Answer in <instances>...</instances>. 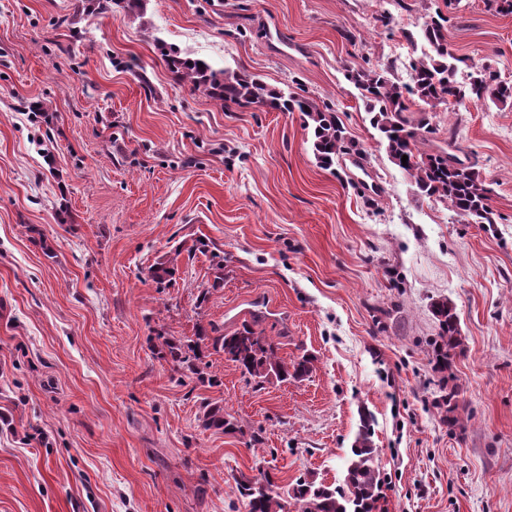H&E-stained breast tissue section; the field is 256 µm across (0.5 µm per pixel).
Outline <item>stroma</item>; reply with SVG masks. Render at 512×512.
<instances>
[{
    "mask_svg": "<svg viewBox=\"0 0 512 512\" xmlns=\"http://www.w3.org/2000/svg\"><path fill=\"white\" fill-rule=\"evenodd\" d=\"M97 3L0 0V512H245L240 474L341 481L364 410L384 512H512V106L408 114L492 181L498 223L470 224L418 194L346 78L406 72L404 32L444 0ZM448 17L453 52L511 82L512 14ZM161 41L328 104L379 192L349 154L317 164L300 113L178 82ZM444 298L465 338L455 430ZM245 323L311 372L259 385L214 352L209 385L153 348ZM215 401L238 432L202 428ZM435 319L439 325L440 342H436V357L441 370H448V376L441 381L440 390L443 404L448 406V428L453 429L462 425V420L455 415L457 410L458 390L456 385L449 386L454 380L452 364L456 357L463 354L464 347L459 329V318L455 307L448 301L436 302L432 309ZM448 390V391H447Z\"/></svg>",
    "mask_w": 512,
    "mask_h": 512,
    "instance_id": "stroma-1",
    "label": "stroma"
}]
</instances>
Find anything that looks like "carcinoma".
I'll list each match as a JSON object with an SVG mask.
<instances>
[{
	"mask_svg": "<svg viewBox=\"0 0 512 512\" xmlns=\"http://www.w3.org/2000/svg\"><path fill=\"white\" fill-rule=\"evenodd\" d=\"M421 35L427 50L410 64L408 80L391 77L393 66L389 62L370 71L356 70L350 79L361 91L366 112L371 114V124L385 143L391 161L414 179L419 193L438 197L456 215L466 216L475 224H494L495 213L490 205L492 189L478 169V161L464 163L443 147L431 153L419 151L418 142L424 135L433 133L434 128L425 118L415 126L410 124L405 113L416 104L422 112H434L442 105L451 112L466 101L512 104V83L498 80L488 66L470 73L469 82L458 81L460 65L466 63V59L456 56L449 48L448 17L442 12L430 18ZM161 54L174 77L189 84L195 92L222 100L226 105H254L301 113L306 126L311 128L314 155L322 165H332L344 150L343 128L327 106L310 98L270 89L247 75L217 70L200 58L183 57L172 48H161ZM405 155L408 156L406 161L402 160ZM432 312L440 329V342L436 347L438 365L448 372L441 381V398L448 406V428L453 429L462 425V420L455 415L458 390L456 385L450 384L454 380L453 361L464 351L459 318L455 307L447 301L435 303ZM207 339L202 334L195 341L166 339L158 355L175 365H188L198 379L203 380L208 373L193 361L203 356L202 344ZM209 340L214 351L224 352L229 360L238 364L243 374L259 384L272 374L284 382L290 378L300 379L312 371L313 357L304 356L289 366L277 357L274 345L251 326ZM372 421V416H363L339 484L297 480L292 497L299 502L301 512H380L383 479L377 464L378 449L372 441ZM202 427L236 431L233 417L224 413V406L217 402L204 405ZM235 482L246 504V512H282L279 486L271 472L262 470L256 477L241 476Z\"/></svg>",
	"mask_w": 512,
	"mask_h": 512,
	"instance_id": "obj_1",
	"label": "carcinoma"
}]
</instances>
